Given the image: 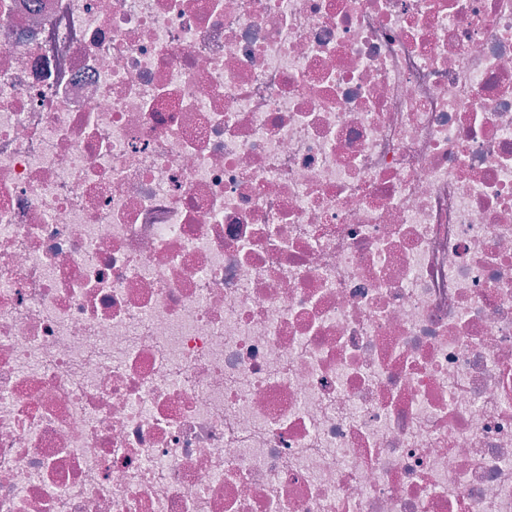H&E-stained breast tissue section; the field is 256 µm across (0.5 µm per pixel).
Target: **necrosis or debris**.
<instances>
[{
    "mask_svg": "<svg viewBox=\"0 0 512 512\" xmlns=\"http://www.w3.org/2000/svg\"><path fill=\"white\" fill-rule=\"evenodd\" d=\"M0 512H512V0H0Z\"/></svg>",
    "mask_w": 512,
    "mask_h": 512,
    "instance_id": "necrosis-or-debris-1",
    "label": "necrosis or debris"
}]
</instances>
